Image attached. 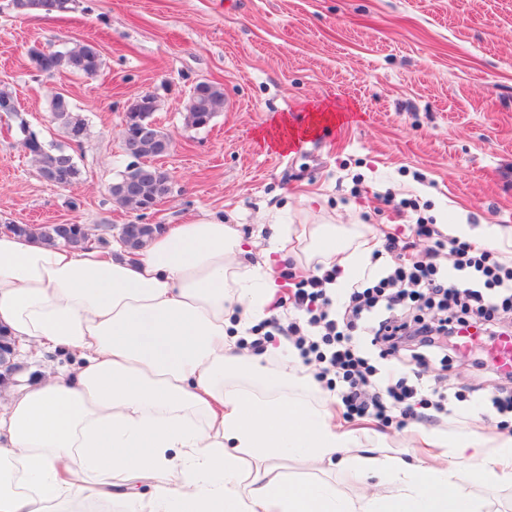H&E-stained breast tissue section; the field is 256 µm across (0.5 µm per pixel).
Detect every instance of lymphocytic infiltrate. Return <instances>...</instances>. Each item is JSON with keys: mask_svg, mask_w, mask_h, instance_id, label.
Here are the masks:
<instances>
[{"mask_svg": "<svg viewBox=\"0 0 512 512\" xmlns=\"http://www.w3.org/2000/svg\"><path fill=\"white\" fill-rule=\"evenodd\" d=\"M435 239L436 255L421 260L406 254L398 237L386 235L382 251L394 257V265L371 282L353 283L344 312L333 308L326 293L335 270L311 277L294 294L296 307L308 319L290 323L288 333L303 361L327 363L340 383L338 395L348 414L388 421L396 414L417 417L422 409L452 413L435 386L378 380L375 367L355 348V337H370L392 355L403 344L427 352L445 349L449 339L472 326L492 336L503 333L501 322L512 314V265L457 238ZM444 251L455 257V275H448L436 259ZM432 307L444 310V318L425 319L423 310Z\"/></svg>", "mask_w": 512, "mask_h": 512, "instance_id": "f902f5d3", "label": "lymphocytic infiltrate"}]
</instances>
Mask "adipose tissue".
Segmentation results:
<instances>
[{
  "label": "adipose tissue",
  "mask_w": 512,
  "mask_h": 512,
  "mask_svg": "<svg viewBox=\"0 0 512 512\" xmlns=\"http://www.w3.org/2000/svg\"><path fill=\"white\" fill-rule=\"evenodd\" d=\"M270 230L259 252L213 216L132 257L0 231V331L79 359L0 404V512H489L458 481L455 461L471 458L479 482L512 488V434L426 432L411 458L362 456L328 404L282 393L288 370H259L260 392L227 386L241 333L281 288L280 263L345 282L375 247L328 220ZM292 455L375 478L380 491L354 500L291 479L279 462Z\"/></svg>",
  "instance_id": "obj_1"
}]
</instances>
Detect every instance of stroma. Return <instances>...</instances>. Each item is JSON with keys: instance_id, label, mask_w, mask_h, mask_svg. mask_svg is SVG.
I'll return each instance as SVG.
<instances>
[{"instance_id": "1", "label": "stroma", "mask_w": 512, "mask_h": 512, "mask_svg": "<svg viewBox=\"0 0 512 512\" xmlns=\"http://www.w3.org/2000/svg\"><path fill=\"white\" fill-rule=\"evenodd\" d=\"M82 42L102 57L91 79L40 73L27 55L33 45ZM203 81L223 88L224 107L192 128L185 106ZM2 86L19 114L0 118L1 228L84 224L108 247L124 224L214 213L250 238L264 224L308 223L299 197L311 192L327 199L335 223L399 236L421 257L435 240L414 235L417 218L444 234L461 215L474 229L512 226V0H77L56 16H20L0 0ZM57 92L87 118L81 144L52 119ZM146 93L172 140L150 163L169 173L172 191L139 211L117 204L109 187L131 162L126 110ZM23 121L73 156L77 183L59 187L36 172L20 146ZM295 132L293 148L276 147ZM365 352L394 376L437 379L458 408L436 421L372 420L385 445L407 448L419 430L451 440L512 430V413L486 418L484 402L500 387L492 369ZM71 361L32 348L16 354L14 373L44 377ZM280 465L355 498L372 491L326 464L291 456Z\"/></svg>"}]
</instances>
